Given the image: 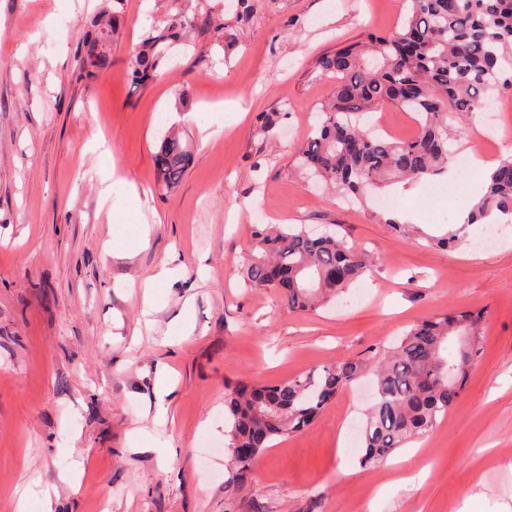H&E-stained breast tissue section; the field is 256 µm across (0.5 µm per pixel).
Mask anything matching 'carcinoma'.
I'll return each mask as SVG.
<instances>
[{"instance_id":"carcinoma-1","label":"carcinoma","mask_w":512,"mask_h":512,"mask_svg":"<svg viewBox=\"0 0 512 512\" xmlns=\"http://www.w3.org/2000/svg\"><path fill=\"white\" fill-rule=\"evenodd\" d=\"M122 2L112 0V8L93 18L78 45L88 77L112 67V41L125 24ZM410 2L399 27L370 32L316 62L335 86L319 103L314 136L297 153L307 177L338 193L361 196L393 180L419 182L444 174L456 137L448 121H467L493 92L512 90V0ZM248 18V5L238 0L232 22L195 12L152 25L130 56L131 84L158 80L171 48L195 29L211 28L224 48L234 46L237 28ZM387 104L417 114L413 137L394 140L364 126L366 112ZM192 162V151L178 135L164 136L155 154L159 188L175 189ZM498 214L512 216V155L499 159L465 223L432 244L453 248L466 239L468 227L494 224ZM251 252L247 284L278 291L297 312L332 302L372 263L345 237H315L296 225H256ZM484 322L481 311L433 316L412 325L395 346L376 347L368 358L336 360L273 384H237L224 395L226 493L239 495L274 441L306 430L339 391L370 373L375 395L365 413L362 465L374 466L418 440L460 400L481 353Z\"/></svg>"}]
</instances>
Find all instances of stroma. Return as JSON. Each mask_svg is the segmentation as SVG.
<instances>
[{
	"mask_svg": "<svg viewBox=\"0 0 512 512\" xmlns=\"http://www.w3.org/2000/svg\"><path fill=\"white\" fill-rule=\"evenodd\" d=\"M224 52L213 30L175 46L161 81L132 89L127 58L190 0H125L112 67L80 78L76 46L103 0H0V512H512V226L493 251H443L512 131V92L476 113L449 174L333 199L295 149L333 81L317 59L398 27L408 0H250ZM287 112L275 135L266 112ZM178 131L194 163L173 191L154 154ZM113 168L108 199L100 166ZM148 189L135 200L132 188ZM418 226L407 236L390 218ZM336 231L376 263L336 302L294 312L243 277L253 228ZM147 225L148 242L136 240ZM118 252L104 256L106 246ZM176 276L143 286L167 256ZM484 311V351L459 403L378 465L352 443L369 386L342 391L304 432L276 441L228 499L224 393L321 370L449 312ZM173 381L165 402L155 373ZM167 421L156 424L159 407Z\"/></svg>",
	"mask_w": 512,
	"mask_h": 512,
	"instance_id": "35a3bbf8",
	"label": "stroma"
}]
</instances>
